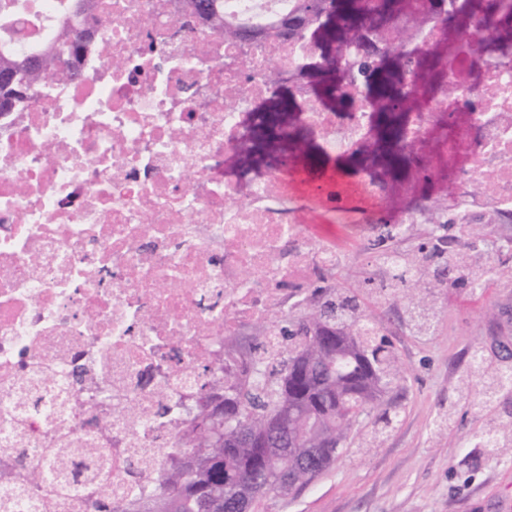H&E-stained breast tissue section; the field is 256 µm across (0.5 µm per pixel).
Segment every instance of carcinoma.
I'll return each instance as SVG.
<instances>
[{
	"label": "carcinoma",
	"instance_id": "carcinoma-1",
	"mask_svg": "<svg viewBox=\"0 0 512 512\" xmlns=\"http://www.w3.org/2000/svg\"><path fill=\"white\" fill-rule=\"evenodd\" d=\"M83 0H72L75 24H66V33L51 46L36 52L40 67L31 69L28 59L15 52H0V71H17L16 85L24 95L14 104L29 103L34 85L48 77L77 80L62 71L55 49L73 44L82 50L78 10ZM215 5L209 23L231 38L239 30L224 28V0H207ZM407 16L411 25L424 17L436 19L446 36L435 46L422 50L411 31H392V20ZM479 16L492 22L494 36L478 45L482 53L512 62V3L509 0H302L300 9L288 15V31L299 32L318 46V59L299 72V80L314 95L335 111L347 110L354 90L375 112L380 137L357 149L353 157L370 167H399L405 178L420 180L421 167L406 162V146L398 153L386 133L387 121L394 112L406 113V104L431 96L445 81L444 61L456 49L458 33L472 26ZM269 112H298L293 92L288 105L280 95L267 103ZM459 267L445 264L435 272L433 287L456 284ZM322 301L310 312L284 329L293 341L281 355L271 357L254 345L253 375L234 385L213 383L196 405L188 423L176 435L180 451L172 456L157 480L153 493L135 500H114L104 512H253L256 500L281 494L288 487V476L304 485L326 470L341 454L339 448H312L304 445L283 454L278 447L256 448L244 439L260 435L283 409L288 416V433L302 437L308 426L322 431L336 430L332 413L368 415L384 405L386 388L361 362L366 350L363 324L354 294L339 288H326ZM315 323L319 331H351L356 348H341L337 356L315 344L300 329ZM370 356L390 374L398 373L395 357L388 345L380 343ZM330 359L338 362L337 371L313 375L308 364ZM512 441V420L501 421L487 432L486 441Z\"/></svg>",
	"mask_w": 512,
	"mask_h": 512
}]
</instances>
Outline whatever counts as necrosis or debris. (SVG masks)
I'll list each match as a JSON object with an SVG mask.
<instances>
[{"mask_svg":"<svg viewBox=\"0 0 512 512\" xmlns=\"http://www.w3.org/2000/svg\"><path fill=\"white\" fill-rule=\"evenodd\" d=\"M95 2L84 79L42 80L27 106L0 116V496L20 494L35 512H95L152 492L213 379L249 369L243 331L262 327L280 354L281 316L313 273L331 278L352 242L373 240L376 262L405 280L417 273L374 228L381 213L398 233L421 223L416 183L402 184V207L369 173L311 188L347 224L339 238L296 224L294 168L244 178L225 167L258 131L272 66L324 154L373 134L365 102L337 112L296 82L317 50L275 27L297 0H224L225 25L257 27L248 40L199 25L186 0ZM66 13L62 0H24L17 35L0 38L21 54L44 48ZM491 33L480 19L459 36L444 86L402 133L417 149L435 121L450 126L440 151L455 193L438 221L487 225L448 251L452 264L483 255L475 288L498 278L493 228L512 222V63L479 53Z\"/></svg>","mask_w":512,"mask_h":512,"instance_id":"obj_1","label":"necrosis or debris"}]
</instances>
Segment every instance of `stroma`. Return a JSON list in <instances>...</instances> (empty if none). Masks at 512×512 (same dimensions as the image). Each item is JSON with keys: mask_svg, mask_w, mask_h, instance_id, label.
Masks as SVG:
<instances>
[{"mask_svg": "<svg viewBox=\"0 0 512 512\" xmlns=\"http://www.w3.org/2000/svg\"><path fill=\"white\" fill-rule=\"evenodd\" d=\"M500 278L461 283L430 297L432 328L420 331L410 298L433 276L422 260L403 285L352 253L337 281L359 288L370 336L389 343L401 366L385 412L353 426L335 463L306 485L260 498L254 512H512V450L476 436L512 418V390L485 405V379L470 366L512 369V253L498 256Z\"/></svg>", "mask_w": 512, "mask_h": 512, "instance_id": "35a3bbf8", "label": "stroma"}]
</instances>
